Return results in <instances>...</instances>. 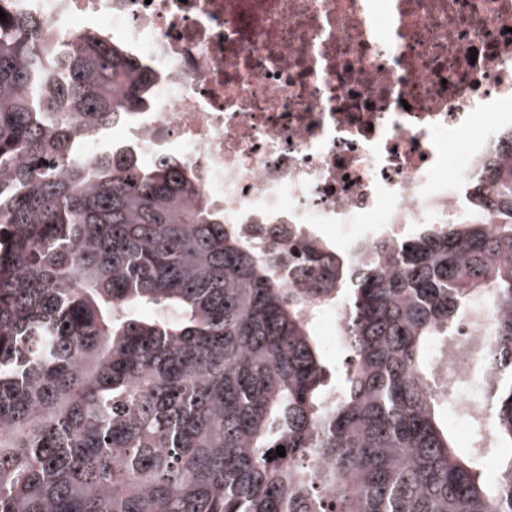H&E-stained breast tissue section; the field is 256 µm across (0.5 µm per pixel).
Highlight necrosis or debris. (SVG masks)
<instances>
[{
	"instance_id": "1",
	"label": "necrosis or debris",
	"mask_w": 512,
	"mask_h": 512,
	"mask_svg": "<svg viewBox=\"0 0 512 512\" xmlns=\"http://www.w3.org/2000/svg\"><path fill=\"white\" fill-rule=\"evenodd\" d=\"M147 66L142 163L177 152L230 224H413L469 210L512 131V0H0Z\"/></svg>"
}]
</instances>
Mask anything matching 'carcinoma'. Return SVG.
I'll use <instances>...</instances> for the list:
<instances>
[{"instance_id": "obj_1", "label": "carcinoma", "mask_w": 512, "mask_h": 512, "mask_svg": "<svg viewBox=\"0 0 512 512\" xmlns=\"http://www.w3.org/2000/svg\"><path fill=\"white\" fill-rule=\"evenodd\" d=\"M47 29L0 21V512H512V132L463 219L360 265L302 231L259 253L183 162L85 155L152 78ZM465 321L488 339L439 386ZM313 331L323 347L329 363L336 369V364L341 365L343 363L345 354L336 340L335 321L319 315L313 323Z\"/></svg>"}]
</instances>
